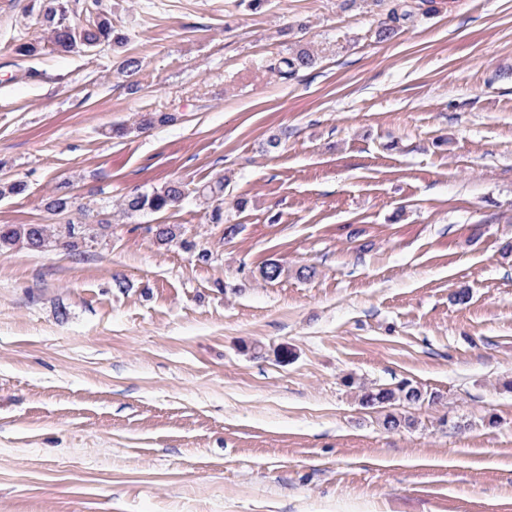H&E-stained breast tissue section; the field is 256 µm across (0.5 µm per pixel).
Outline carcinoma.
<instances>
[{"label": "carcinoma", "instance_id": "cac0c4a2", "mask_svg": "<svg viewBox=\"0 0 512 512\" xmlns=\"http://www.w3.org/2000/svg\"><path fill=\"white\" fill-rule=\"evenodd\" d=\"M88 13L87 23L79 28L67 19L66 7L57 0H46L40 6L41 23L49 31L56 51L72 53L86 51L104 42L123 43V38L114 34L112 19L101 8L100 0H92ZM412 16L413 6L409 5L408 0H393V6L389 9L391 24L379 31V37H391L395 33V25ZM314 63L315 58L310 52L300 50L289 57L277 59L270 65V69L286 78L301 69L312 67ZM172 121L174 116L171 114L145 112L141 114L140 126L151 128ZM196 193L206 200L219 201L224 196V179L205 184ZM186 196V189L181 182L169 181L150 192H134L125 196L121 206L128 214L142 211L164 213L177 208ZM72 207L74 198L62 189L50 196L45 204V209L52 215H64ZM155 239L161 245L178 243L187 249L191 248V244L182 239L181 228L177 224L157 225ZM85 240L84 225L71 221L63 224H0V251L17 244L37 252L52 247L76 251ZM422 400L424 393L421 389L407 381L394 387L368 390L360 398L362 406L366 408H387L396 402L416 404Z\"/></svg>", "mask_w": 512, "mask_h": 512}]
</instances>
